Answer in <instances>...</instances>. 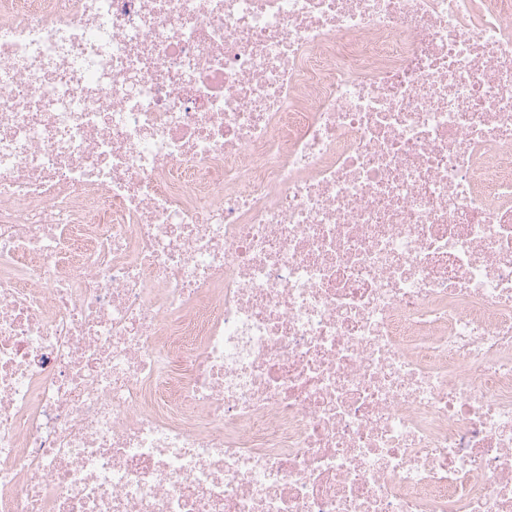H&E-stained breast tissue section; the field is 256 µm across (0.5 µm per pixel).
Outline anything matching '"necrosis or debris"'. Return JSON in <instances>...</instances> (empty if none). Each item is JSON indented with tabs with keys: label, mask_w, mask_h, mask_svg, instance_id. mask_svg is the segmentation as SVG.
Returning <instances> with one entry per match:
<instances>
[{
	"label": "necrosis or debris",
	"mask_w": 512,
	"mask_h": 512,
	"mask_svg": "<svg viewBox=\"0 0 512 512\" xmlns=\"http://www.w3.org/2000/svg\"><path fill=\"white\" fill-rule=\"evenodd\" d=\"M0 512H512V0H0Z\"/></svg>",
	"instance_id": "4bbe7bcc"
}]
</instances>
